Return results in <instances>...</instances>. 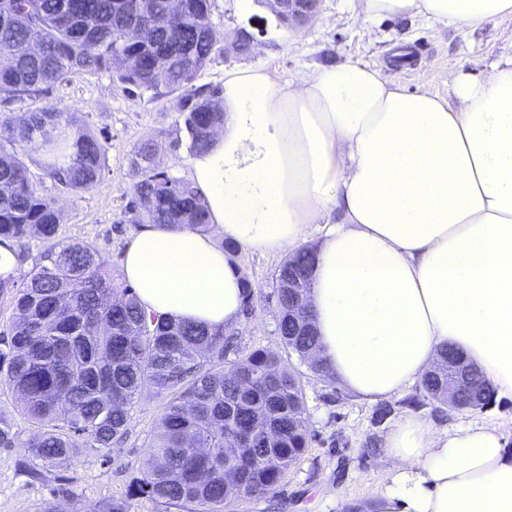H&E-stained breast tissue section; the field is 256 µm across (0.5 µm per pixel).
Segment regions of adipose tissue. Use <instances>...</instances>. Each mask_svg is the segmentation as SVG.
<instances>
[{
    "mask_svg": "<svg viewBox=\"0 0 512 512\" xmlns=\"http://www.w3.org/2000/svg\"><path fill=\"white\" fill-rule=\"evenodd\" d=\"M368 19L444 26L512 16V0H357ZM453 101L382 70L331 64L288 82L225 70L224 123L189 160L210 232L141 229L124 278L148 313L239 322L242 284L221 243L268 254L316 238L310 310L318 356L374 403L458 350L512 400V61L448 73ZM502 421L437 431L405 415L383 446L395 467L374 512H512Z\"/></svg>",
    "mask_w": 512,
    "mask_h": 512,
    "instance_id": "obj_1",
    "label": "adipose tissue"
}]
</instances>
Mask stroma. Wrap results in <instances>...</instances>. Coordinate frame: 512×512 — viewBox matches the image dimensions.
I'll list each match as a JSON object with an SVG mask.
<instances>
[{"instance_id": "35a3bbf8", "label": "stroma", "mask_w": 512, "mask_h": 512, "mask_svg": "<svg viewBox=\"0 0 512 512\" xmlns=\"http://www.w3.org/2000/svg\"><path fill=\"white\" fill-rule=\"evenodd\" d=\"M211 22L219 49L199 74L198 84L222 85L224 71L236 66L265 67L275 79L290 80L298 71L332 63L367 64L390 74L409 92L428 91L451 99L448 72L466 65L485 75L491 64L512 60V17L480 26L432 25L416 17L372 21L359 13L355 0H323L318 15L302 27H287L257 0L251 14L239 13L235 0H214ZM254 36L250 52L231 46L236 34ZM55 104L78 113L85 125L105 139L100 180L91 189L73 193L43 178L36 157L27 165L34 187L53 198L63 219L59 235L66 241L90 244L122 271V257L138 232L132 224L133 186L138 179L131 159L145 139L163 143L157 156L160 168L187 178L189 155L170 148L176 135L179 99H153L125 90L106 74H76L36 97L4 101L1 112H29ZM282 256L240 249L237 266L257 284L252 317L241 327L240 349L277 350L274 295ZM310 435L306 452L290 466L274 492L253 500H235L224 512H347L350 506L372 501L395 466L382 446L384 425L374 424L371 404L350 392L338 391L322 378L303 379ZM163 400L144 391L132 411L127 439L112 449L111 463L94 452L82 453L70 465L31 479L22 469L28 451L0 448V512H44L54 504L58 512H98L105 500L127 496L139 477L149 438L162 412ZM438 430L486 420L512 417V400L495 399L484 410H462L437 417L422 410ZM74 487L69 497L66 487Z\"/></svg>"}]
</instances>
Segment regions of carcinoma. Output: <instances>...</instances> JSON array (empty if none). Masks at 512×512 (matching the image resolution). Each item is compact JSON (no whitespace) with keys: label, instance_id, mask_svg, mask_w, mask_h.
<instances>
[{"label":"carcinoma","instance_id":"carcinoma-1","mask_svg":"<svg viewBox=\"0 0 512 512\" xmlns=\"http://www.w3.org/2000/svg\"><path fill=\"white\" fill-rule=\"evenodd\" d=\"M211 0H0V96L39 95L76 73L112 74L130 91L154 98L180 94L179 142L190 154L211 145L224 119L220 89L197 86L216 53ZM158 143L147 139L132 163L141 211L134 224L209 229L200 189L151 164ZM41 157L44 174L63 188L87 191L102 174L105 147L72 112L45 106L19 116L0 113V247L16 256L28 238L42 250L27 280L0 277L13 320L0 331V386L17 396L33 427L21 439L0 413V447L20 445L51 467L71 464L84 449L111 461L126 437L145 389L166 399L148 454L127 498L102 512H130L146 497L186 512H224L234 499L273 492L309 445L300 367L335 383L316 353L314 326L293 313L294 282L312 285L311 245L289 255L276 276L281 350L238 353L243 322L253 313V284L243 276L242 322L210 329L149 315L134 289L112 276L89 244L58 239L59 210L38 193L23 157ZM238 354L225 367L226 357ZM448 377L427 373L398 406L448 412ZM493 390L469 368L459 409L487 406Z\"/></svg>","mask_w":512,"mask_h":512}]
</instances>
